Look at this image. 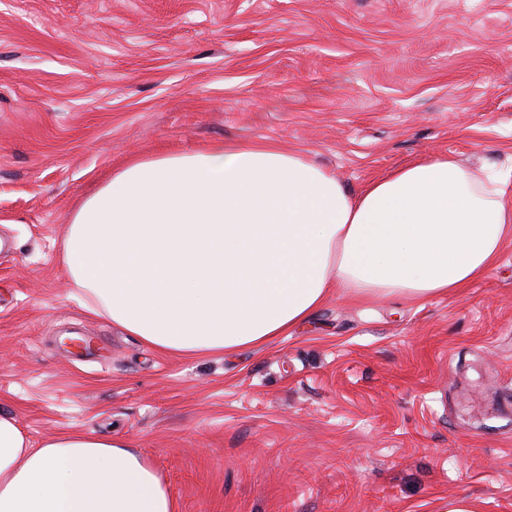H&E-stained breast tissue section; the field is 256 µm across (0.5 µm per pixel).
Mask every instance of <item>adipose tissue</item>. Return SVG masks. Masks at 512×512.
I'll use <instances>...</instances> for the list:
<instances>
[{
    "instance_id": "ef3b65f1",
    "label": "adipose tissue",
    "mask_w": 512,
    "mask_h": 512,
    "mask_svg": "<svg viewBox=\"0 0 512 512\" xmlns=\"http://www.w3.org/2000/svg\"><path fill=\"white\" fill-rule=\"evenodd\" d=\"M512 169L445 155L349 191L277 143L130 161L74 210L62 260L85 309L179 356L287 335L332 295L426 301L486 275L512 240ZM0 512H178L123 437L32 441L0 410Z\"/></svg>"
}]
</instances>
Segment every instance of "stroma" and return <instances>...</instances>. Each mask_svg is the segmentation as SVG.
<instances>
[{
	"mask_svg": "<svg viewBox=\"0 0 512 512\" xmlns=\"http://www.w3.org/2000/svg\"><path fill=\"white\" fill-rule=\"evenodd\" d=\"M275 141L358 190L512 167V0H0V409L120 435L179 512H512V242L455 295L331 296L160 352L74 297L75 205L135 157Z\"/></svg>",
	"mask_w": 512,
	"mask_h": 512,
	"instance_id": "obj_1",
	"label": "stroma"
}]
</instances>
